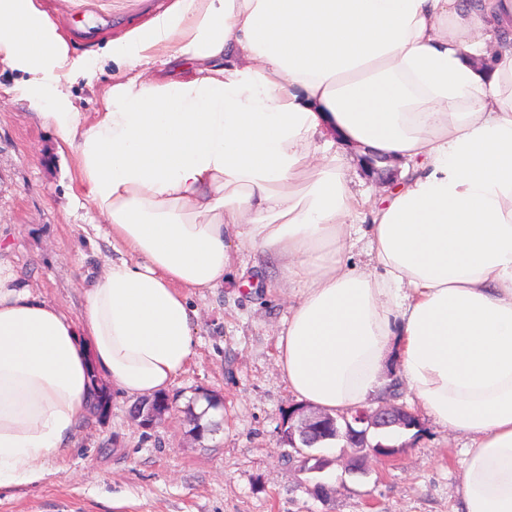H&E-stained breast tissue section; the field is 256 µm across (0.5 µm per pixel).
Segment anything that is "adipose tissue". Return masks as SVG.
<instances>
[{
	"mask_svg": "<svg viewBox=\"0 0 512 512\" xmlns=\"http://www.w3.org/2000/svg\"><path fill=\"white\" fill-rule=\"evenodd\" d=\"M510 30L512 0H180L106 47L122 75L82 112L56 22L0 0V55L55 104L115 252L75 316L0 258V488L45 479L96 378L168 390L195 354L189 296L244 247L299 288L277 348L300 399L352 410L395 359L474 442L464 512H512ZM337 143L411 163L370 212L371 271L344 260L358 197Z\"/></svg>",
	"mask_w": 512,
	"mask_h": 512,
	"instance_id": "ef3b65f1",
	"label": "adipose tissue"
}]
</instances>
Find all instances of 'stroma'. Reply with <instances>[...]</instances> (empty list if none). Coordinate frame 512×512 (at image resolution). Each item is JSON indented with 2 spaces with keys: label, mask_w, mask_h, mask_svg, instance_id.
Masks as SVG:
<instances>
[{
  "label": "stroma",
  "mask_w": 512,
  "mask_h": 512,
  "mask_svg": "<svg viewBox=\"0 0 512 512\" xmlns=\"http://www.w3.org/2000/svg\"><path fill=\"white\" fill-rule=\"evenodd\" d=\"M176 0H33L58 22L71 59V99L102 109L104 88L119 71L101 55L106 43L146 27ZM27 74L0 63V245L41 297L78 314L82 276L112 256L106 225L78 194L74 172L58 153L44 104L27 91ZM354 191L373 208L394 187L399 169L369 170L345 147ZM282 259L234 252L223 287L190 297L196 352L167 392L171 408L148 428L130 416L135 398L109 392L106 411L80 421L71 451L48 463L40 483L0 488V512H463L459 487L468 436L436 424L416 400L399 366L386 362L367 399L391 400L418 428L396 433L388 456L349 468L354 451L321 450L324 471L307 469L288 444V413L302 407L285 382L277 337L297 301ZM399 394L388 398L392 383ZM215 400L219 419L201 423L197 398ZM331 491L316 493V482Z\"/></svg>",
  "instance_id": "1"
}]
</instances>
